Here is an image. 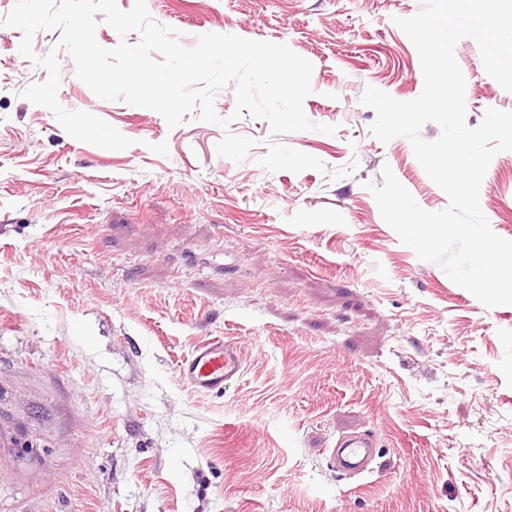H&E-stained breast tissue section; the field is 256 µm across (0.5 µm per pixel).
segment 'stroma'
I'll use <instances>...</instances> for the list:
<instances>
[{
	"label": "stroma",
	"instance_id": "stroma-1",
	"mask_svg": "<svg viewBox=\"0 0 512 512\" xmlns=\"http://www.w3.org/2000/svg\"><path fill=\"white\" fill-rule=\"evenodd\" d=\"M194 47L204 33L288 45L313 65L307 118L272 136L105 101L58 32V100L133 139L70 137L21 98L47 73L0 25V422L34 450L0 465V512H512V305L488 308L420 260L382 219L383 166L425 210L447 208L408 139L372 136L366 86L418 97L417 51L395 25L423 0H147ZM455 56L466 122L512 111L475 39ZM167 142L168 156L150 151ZM480 206L512 240V151L491 161ZM230 337L243 370L222 393L177 377L201 341ZM372 433L371 470L329 463Z\"/></svg>",
	"mask_w": 512,
	"mask_h": 512
}]
</instances>
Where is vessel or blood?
<instances>
[{
  "label": "vessel or blood",
  "instance_id": "vessel-or-blood-1",
  "mask_svg": "<svg viewBox=\"0 0 512 512\" xmlns=\"http://www.w3.org/2000/svg\"><path fill=\"white\" fill-rule=\"evenodd\" d=\"M242 358L237 342L214 337L200 342L178 368L181 381L194 392L211 395L223 391L225 384L239 377ZM372 434L339 440L330 461L339 472L356 476L367 471L375 454Z\"/></svg>",
  "mask_w": 512,
  "mask_h": 512
}]
</instances>
